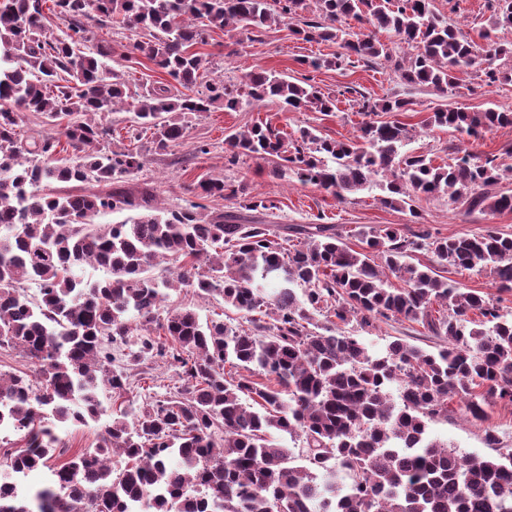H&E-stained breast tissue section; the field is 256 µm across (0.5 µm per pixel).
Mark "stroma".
<instances>
[{
  "label": "stroma",
  "mask_w": 512,
  "mask_h": 512,
  "mask_svg": "<svg viewBox=\"0 0 512 512\" xmlns=\"http://www.w3.org/2000/svg\"><path fill=\"white\" fill-rule=\"evenodd\" d=\"M434 8L473 38L488 25L494 14L490 0H434ZM196 49L210 55L215 74L228 82L238 81L244 72L257 66L290 78H310L323 93L335 96L336 110L327 116L317 112H283L272 103L259 107L245 105L235 111L214 109L202 118H189L188 137L174 147L171 154L152 156L140 175L141 180L155 186L161 203L172 208L187 198V186L195 183L201 175L209 174L230 182L244 174L250 180L253 193L277 204L276 223L336 224L346 242L353 247L358 244L356 232L360 227L394 224L405 229L414 221L408 211L381 205L378 200L380 192L376 189L365 190L340 201L315 186L300 184L294 178L270 177L267 167L254 160L229 166L222 151L225 136L252 120L269 118L290 132L313 127L320 136L351 140L358 135L362 121L361 97L375 101L399 95L411 101L408 111L399 113V120L417 128L408 144L409 149L426 154L440 164L450 160L457 138L448 129L429 131L420 128V121L434 107H459L469 112L494 107L512 112V83L488 86L472 73L457 74L454 88L440 94L425 88H407L394 72L392 64L383 60L373 65L360 62L312 70L306 64L307 59L331 56L338 52V45L299 40L285 25L263 31L254 42L242 39L236 32L211 28ZM201 142L212 144L213 149L210 154L199 157L195 154V147ZM418 207L419 221L440 237L474 234L489 223L512 233V210L488 218L478 213H466L464 207L437 197L421 198ZM164 305L168 308H191L203 320L217 316L234 324L244 320L242 313L226 306L218 296L200 298L186 290H172ZM397 338L428 351L437 350L443 344L442 339L425 335L421 326L401 320L381 322L366 340L373 349L382 350ZM488 426L498 430L502 447L512 448V403L493 402L482 423L457 411L448 420L431 423L428 431L431 437L444 441L459 454L488 456L492 453L484 442V429Z\"/></svg>",
  "instance_id": "obj_1"
}]
</instances>
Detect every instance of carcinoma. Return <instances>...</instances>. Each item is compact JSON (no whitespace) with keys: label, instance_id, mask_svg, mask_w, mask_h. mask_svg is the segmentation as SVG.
Wrapping results in <instances>:
<instances>
[{"label":"carcinoma","instance_id":"carcinoma-1","mask_svg":"<svg viewBox=\"0 0 512 512\" xmlns=\"http://www.w3.org/2000/svg\"><path fill=\"white\" fill-rule=\"evenodd\" d=\"M91 13L102 28L140 30L144 39L118 54L90 36ZM50 14L61 33L47 26ZM348 19L359 31L343 27ZM280 22L306 42L344 49L305 61L315 70L353 56L392 59L377 36L385 32L402 53L395 68L408 86L444 94L469 69L488 86L512 82V42L498 35L512 27V0H496L478 42L437 15L432 0H0V348L36 367L32 377L0 374V431L24 442L0 466L24 477L50 472L26 497L0 482V512H87L91 504L130 512L141 501L148 512H512V448L500 447L495 429L484 430L494 456H460L427 435V423L448 419L454 400L480 422L492 400L512 402V310L503 306L512 295L511 233L488 227L444 238L424 224L409 234L369 226L355 249L334 224L288 229L254 219L277 205L245 180L206 175L187 188L195 200L171 210L148 183L122 187L148 153L164 154L185 137L175 113L267 101L334 112L336 98L306 78L261 68L233 85L207 78L210 59L193 50L204 42L200 25L250 40ZM116 54L117 69L106 63ZM141 57L170 77L144 95L129 80ZM409 105L365 99L361 113ZM26 112L57 127L71 155L60 156L55 136L22 129ZM114 112L134 115L127 145L115 143L106 120ZM507 126L512 113L494 108L433 110L421 128L459 135L452 162L439 165L402 151L413 134L397 119L364 121L346 141L258 120L229 135L225 152L233 165L261 160L269 174L290 173L339 201L378 187L382 205L414 218L420 195L511 211L512 194L498 191L505 174L496 156L464 147ZM148 131L145 149L137 142ZM54 182L112 190L53 192ZM220 200L235 210L210 211ZM125 210L135 215L94 223ZM416 252L429 264L410 262ZM162 263L165 275H153ZM475 267L489 272L498 295L443 276ZM184 288L222 297L246 324L203 323L188 308L160 316L163 290ZM390 318L420 323L448 346L429 352L397 339L370 351L360 333ZM115 345L125 351L122 371L112 369ZM153 358L174 365L182 384L136 408L132 370ZM227 364L242 374L226 378ZM101 385L112 392V421L95 447L52 463L62 439L47 419L97 422L106 412ZM279 432L302 440L299 456Z\"/></svg>","mask_w":512,"mask_h":512}]
</instances>
